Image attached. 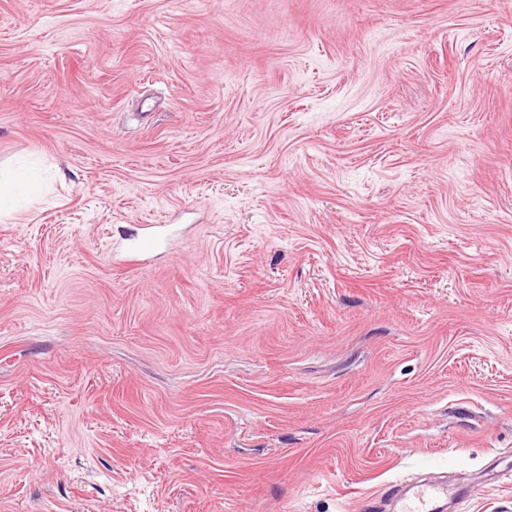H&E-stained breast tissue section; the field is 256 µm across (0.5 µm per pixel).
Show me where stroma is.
<instances>
[{
    "label": "stroma",
    "instance_id": "obj_1",
    "mask_svg": "<svg viewBox=\"0 0 512 512\" xmlns=\"http://www.w3.org/2000/svg\"><path fill=\"white\" fill-rule=\"evenodd\" d=\"M15 168L0 512H512V0H0ZM479 491L478 485H471L462 491H453L444 483L421 484L411 495L401 499L399 512H438L439 503L448 496L456 495L471 499L478 495Z\"/></svg>",
    "mask_w": 512,
    "mask_h": 512
}]
</instances>
